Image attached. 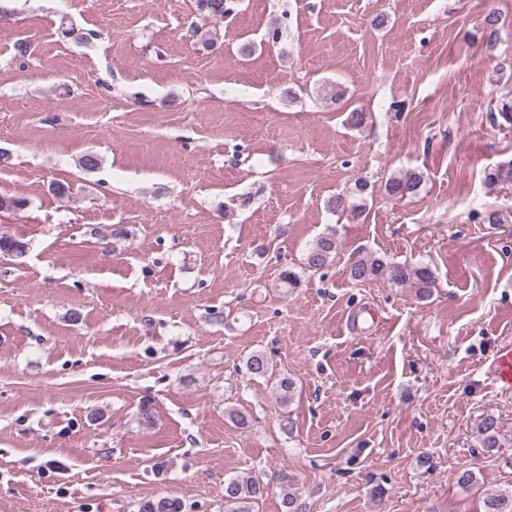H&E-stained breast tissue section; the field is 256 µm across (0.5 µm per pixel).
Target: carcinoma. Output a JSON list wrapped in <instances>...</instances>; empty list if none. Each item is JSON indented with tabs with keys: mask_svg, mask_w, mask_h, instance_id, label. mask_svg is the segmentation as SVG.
<instances>
[{
	"mask_svg": "<svg viewBox=\"0 0 512 512\" xmlns=\"http://www.w3.org/2000/svg\"><path fill=\"white\" fill-rule=\"evenodd\" d=\"M196 10L205 18L222 20L231 10L230 0H195ZM423 176L419 172H407L400 177L390 179L386 192L395 199H403L415 194L421 185ZM329 208L341 214L355 218L365 212V204L349 201V197L338 195L329 200ZM25 243L5 234L0 235V252L21 256L25 253ZM337 253L336 231L331 230L319 235L307 250L303 259L304 268L318 271L328 266ZM349 277L355 283L385 278L395 286H409L418 290L420 296L429 295L435 286L436 275L432 268L424 263H386L381 258L368 254L359 258L350 268ZM246 374L251 377H270L274 365L264 352L257 351L249 355L244 363ZM483 446L496 447V423L492 417L483 420L481 426ZM284 512H298L295 491V476L288 471L280 472L277 477ZM269 491V485L258 477L244 473L224 483V512H250L251 502L262 498ZM184 502L175 497H156L139 503L138 512H184ZM483 512H512V489L500 490L483 498Z\"/></svg>",
	"mask_w": 512,
	"mask_h": 512,
	"instance_id": "carcinoma-1",
	"label": "carcinoma"
}]
</instances>
